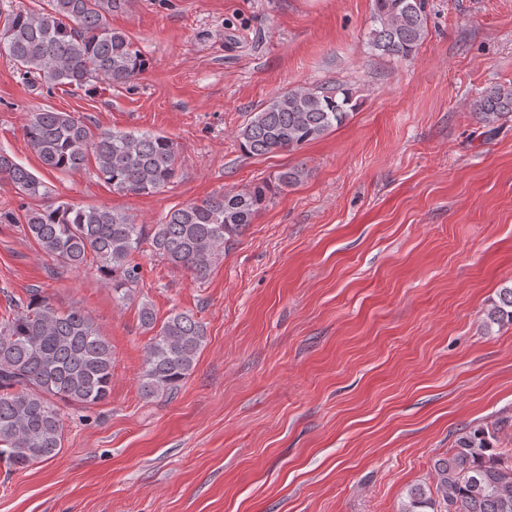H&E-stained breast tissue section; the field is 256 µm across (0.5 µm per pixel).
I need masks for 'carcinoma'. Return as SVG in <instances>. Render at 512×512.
I'll return each instance as SVG.
<instances>
[{"instance_id": "carcinoma-1", "label": "carcinoma", "mask_w": 512, "mask_h": 512, "mask_svg": "<svg viewBox=\"0 0 512 512\" xmlns=\"http://www.w3.org/2000/svg\"><path fill=\"white\" fill-rule=\"evenodd\" d=\"M127 2L47 0L38 10L11 9L0 24V54L35 88L80 89L92 81L126 85L143 70L144 60L107 16ZM426 33V0H374L370 36L378 54L409 57ZM471 107L483 126L496 129L512 118V86L482 91ZM354 109L347 88L300 86L272 96L237 138L252 156L293 151L343 125ZM23 133L48 170L77 171L94 157L99 176L119 195L155 193L172 182L182 164L167 136L94 131L69 112L37 110ZM304 176V169L288 168L273 185L214 194L170 210L159 224H137L122 211L53 199L25 210V231L61 267L96 266L122 304L133 299L142 281L136 255L147 250L203 279L273 191L292 187ZM1 182L30 199L51 196L40 178L3 149ZM139 318L154 332L145 349L140 391L146 398L170 395L195 366L206 340L204 326L187 312H174L159 323L146 304ZM487 319L512 324V286L500 289ZM114 363L112 346L86 311H61L38 289L12 301L0 317V464L22 470L56 457L63 448L56 401L79 408L106 401ZM492 438L494 432L486 429L460 433L448 455L434 462L433 487L412 489L400 512H512V454L494 448Z\"/></svg>"}]
</instances>
